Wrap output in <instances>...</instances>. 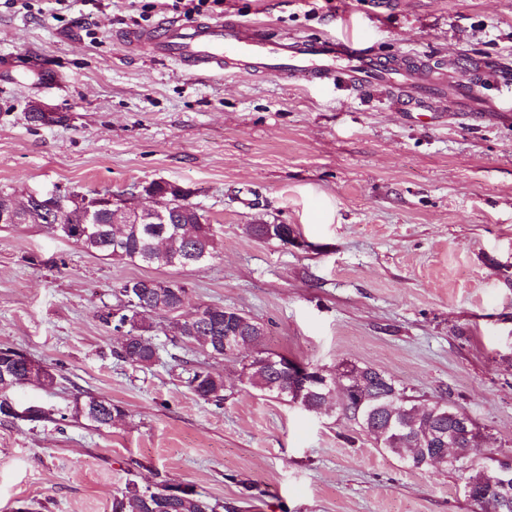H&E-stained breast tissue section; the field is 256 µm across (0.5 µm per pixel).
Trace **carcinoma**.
<instances>
[{
	"label": "carcinoma",
	"mask_w": 512,
	"mask_h": 512,
	"mask_svg": "<svg viewBox=\"0 0 512 512\" xmlns=\"http://www.w3.org/2000/svg\"><path fill=\"white\" fill-rule=\"evenodd\" d=\"M67 208L68 232L56 231L48 219L50 211L40 216V226L50 235L71 241L88 252L104 258L141 262L158 268L184 267L187 258L195 253L205 255L204 263L218 256L216 231L208 222L204 211L195 203H173L168 210L166 224H124L119 229L118 240H113L112 225L104 213L97 224L84 223V212L75 203L74 194L62 195ZM166 288L147 289L146 298H126L127 283L114 289L118 304L104 307L99 318L113 330L122 333L126 342L113 350L119 361L131 366L148 368L158 346L154 328L157 319L166 321V329L172 338L192 345L214 358L224 356V345L217 341L224 335V307L206 305L195 307L202 312L173 313L169 310L175 293H186L183 285L164 280ZM230 317L242 328L237 342L238 354L234 361L240 365L239 381L252 389L273 396L305 411L319 413L336 388L344 386L338 400V408L357 425L374 437L380 447L403 460L409 467L421 469L430 465V451L448 441V427H458L450 466L462 464L477 450L474 444L480 431L466 414L453 409L448 402L437 400L427 405L415 406L407 399L404 389L385 372L371 366H359L349 361L338 365L336 375L329 377L318 369H311L314 381L298 395L292 389L288 357L255 349L262 329L255 320L239 312ZM197 326L194 335L188 333V325ZM35 381L44 388H52L57 382L53 369L41 366L30 378L26 358L19 352L0 349V418L9 419L14 387ZM188 384L205 402L217 406L225 400L224 376L206 367L189 372ZM124 415V411L112 401L88 393L76 400L70 414L60 415L59 421L68 417H84L98 428L109 429ZM496 471L470 470L464 485H472L479 491L468 496L476 506L475 512H512V498L498 499L495 491ZM221 504L211 502L187 485L151 487L129 480L112 499V512H217Z\"/></svg>",
	"instance_id": "carcinoma-1"
}]
</instances>
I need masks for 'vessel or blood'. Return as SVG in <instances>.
Segmentation results:
<instances>
[{
    "label": "vessel or blood",
    "instance_id": "b4317fda",
    "mask_svg": "<svg viewBox=\"0 0 512 512\" xmlns=\"http://www.w3.org/2000/svg\"><path fill=\"white\" fill-rule=\"evenodd\" d=\"M126 42L150 56L170 59L197 72L260 71L307 82L332 79L352 89L389 82L397 84L410 107L448 100L455 108L467 111L476 104L474 80L459 82L449 92L418 79L416 62L399 65L333 37H280L269 27L235 20L185 22L164 18L151 28L129 30Z\"/></svg>",
    "mask_w": 512,
    "mask_h": 512
}]
</instances>
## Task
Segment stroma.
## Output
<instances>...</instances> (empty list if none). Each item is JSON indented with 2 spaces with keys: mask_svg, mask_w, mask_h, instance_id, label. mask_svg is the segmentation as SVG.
<instances>
[{
  "mask_svg": "<svg viewBox=\"0 0 512 512\" xmlns=\"http://www.w3.org/2000/svg\"><path fill=\"white\" fill-rule=\"evenodd\" d=\"M146 0H73L26 13L0 0V189L190 188L220 238L202 268L105 259L40 226L0 227V348L58 371L14 388L49 419L0 421V512H111L126 479L185 484L226 512H472L457 469H413L335 407L307 412L240 384L239 365L157 334L160 359L116 360L99 318L132 278L185 284L262 324L260 349L334 373L348 360L439 399L477 424L482 468L512 459V84L479 89L487 112L401 109L395 89L358 92L260 72L192 75L128 47L166 17ZM224 18L318 38L352 33L389 59L426 62L455 85L512 68V0H224ZM64 115L34 123L30 105ZM286 224L289 242L250 235ZM223 374L222 406L187 366ZM124 417L56 422L83 392Z\"/></svg>",
  "mask_w": 512,
  "mask_h": 512,
  "instance_id": "35a3bbf8",
  "label": "stroma"
}]
</instances>
